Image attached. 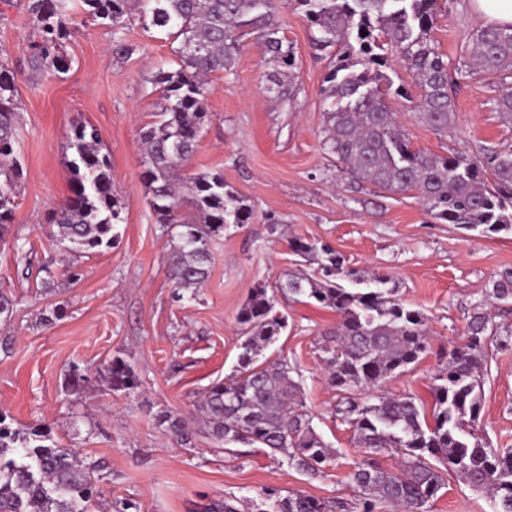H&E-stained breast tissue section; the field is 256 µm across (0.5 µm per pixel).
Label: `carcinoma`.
Instances as JSON below:
<instances>
[{"label": "carcinoma", "mask_w": 512, "mask_h": 512, "mask_svg": "<svg viewBox=\"0 0 512 512\" xmlns=\"http://www.w3.org/2000/svg\"><path fill=\"white\" fill-rule=\"evenodd\" d=\"M92 18L123 24L131 0H84ZM298 4L315 29L316 50L330 58L323 89L327 104L322 143L359 187L411 193L443 224L484 233L512 232V144L482 145L472 156L430 155L412 149L408 134L387 104L392 82L383 72L397 59L421 90L419 115L434 131L456 126L455 98L460 80L477 69L495 80L491 105L512 123V26H484L473 33L456 72L448 70L432 40L438 0H138L151 25L180 39L178 68L160 71L164 104L156 120L140 130L144 145L143 179L157 223L177 227L169 267L175 287L196 290L207 280L209 243L228 224H245L248 208L236 201L219 172H185L207 121L205 80L231 70L241 38H262L275 67L277 96L292 102L296 87L280 79L294 65L292 43L273 24L278 5ZM68 0H31L28 6L34 50L31 65L63 73ZM18 107L14 75L0 69V230L12 222L13 193L22 167L15 155ZM69 195L51 223L54 246L68 254L112 245L122 207L112 186L109 156L92 125L78 124L71 134ZM291 250L317 264L309 273L294 271L279 284L294 299H313L340 315L322 351L329 384L338 392L335 415L350 426L356 443L373 452L391 450L399 468L387 470L370 459L353 464L350 480L361 494L360 512L391 507L398 512H429L427 505L455 475L487 494L493 512H512V450L489 446L479 434L487 337L512 346V325L498 326L480 303L465 332L466 342L446 352L434 378L432 420L413 395L361 392L380 388L406 372L428 351L423 315L395 298L384 275L343 267L335 250L298 239ZM347 279L357 284L347 288ZM491 303L512 304V269L498 274ZM244 330L236 373L210 385L197 404L199 423L226 444H259L267 455L309 476L337 461V452L312 426L300 398V385L288 362L261 359L286 327L274 296L256 288L238 314ZM108 386L132 391L133 367L114 358L106 367ZM158 425L169 437L189 439L182 415L160 410ZM97 493L94 468L68 448L33 430H11L0 417V512H90ZM251 512H335L333 501L302 493L286 496L266 488L247 501ZM200 512H240L234 498L212 500Z\"/></svg>", "instance_id": "1"}]
</instances>
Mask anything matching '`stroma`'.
Here are the masks:
<instances>
[{
  "label": "stroma",
  "mask_w": 512,
  "mask_h": 512,
  "mask_svg": "<svg viewBox=\"0 0 512 512\" xmlns=\"http://www.w3.org/2000/svg\"><path fill=\"white\" fill-rule=\"evenodd\" d=\"M432 37L449 63H457L484 22L471 0H441ZM66 72L30 64L27 0H0V66L15 77L19 107L16 150L23 177L14 216L0 233V290L16 307L0 322L13 341L0 352V413L11 428L48 429L53 441L97 464L101 495L95 512H114L123 500L140 512H197L203 501L255 497L265 487L341 501L355 508L350 464L366 449L336 419L321 350L339 320L313 301L277 299L288 326L267 350L285 357L303 388L312 424L339 453L336 464L310 477L279 464L262 449L237 447L200 433L194 416L202 392L233 374L241 352L237 315L252 289L274 288L299 267L290 249L297 239L330 245L346 266L392 277L397 296L427 319L433 352L408 372L386 381L388 394L431 402L430 386L448 347L464 342L474 305L484 301L498 273L512 267V233L482 234L442 224L412 195L373 193L350 184L322 146L326 106L322 89L330 63L312 44L303 11L277 10L274 23L295 51L294 102L274 101V73L257 34L242 38L232 70L209 76L205 125L187 170L219 172L251 209L245 224L227 225L209 244L210 274L195 298L183 297L169 278L171 229L158 224L142 180L138 130L162 103L159 71L177 67L179 42L150 27L139 10L121 26L93 19L81 0H69ZM396 92L387 99L413 148L437 155L470 152L481 144L512 143L490 104L488 79L469 78L455 101L456 130L436 134L420 118V90L405 68L387 71ZM91 122L111 161L112 184L123 222L112 247L71 257L82 273L66 288L42 293L24 278V261L55 263L52 213L69 193L73 125ZM129 361L134 392L111 391L102 375L113 357ZM86 380L66 386L72 368ZM177 410L193 437L177 443L154 414ZM480 427L494 448H512V348L488 350ZM483 493L448 478L430 512H491Z\"/></svg>",
  "instance_id": "stroma-1"
}]
</instances>
